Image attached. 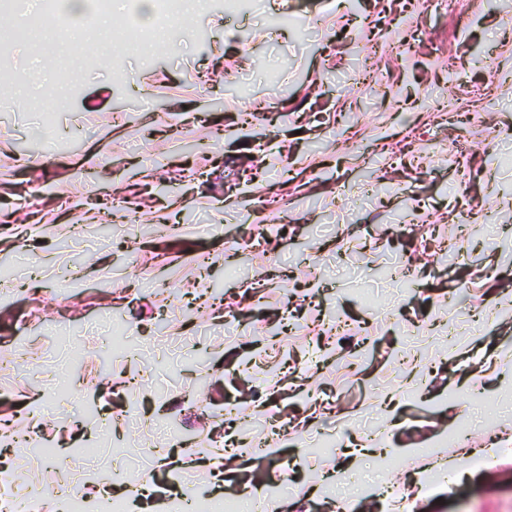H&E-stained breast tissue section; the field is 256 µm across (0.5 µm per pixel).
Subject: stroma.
<instances>
[{
    "label": "stroma",
    "instance_id": "1",
    "mask_svg": "<svg viewBox=\"0 0 512 512\" xmlns=\"http://www.w3.org/2000/svg\"><path fill=\"white\" fill-rule=\"evenodd\" d=\"M120 24L144 27L140 0ZM169 39L149 55L120 24L62 11L59 51L40 37L0 47V278L18 256L35 268L0 292V431L16 422L56 445L75 475L160 470L132 512H167L185 487L213 486L196 448L159 446L157 418L224 445V402L288 419L273 453L224 463V490L274 485L297 471L282 512H331L354 473L356 512H387L383 488L424 471L426 448L464 460L495 432L484 470H461L420 512H512V0H153ZM380 75L363 79L365 68ZM133 201L151 233L112 218ZM287 222H280V215ZM83 225L74 239L71 225ZM270 225L264 244L252 228ZM479 224L499 228L495 238ZM243 247L224 276V244ZM136 329L123 349L98 332L102 312ZM232 311L252 331H224ZM351 317L342 337L319 315ZM280 366L278 387L259 370ZM394 415L383 403L400 386ZM194 394L196 406L180 402ZM138 417L97 431L83 406L131 395ZM367 454L323 447L348 429ZM469 440L447 448L457 422ZM0 492L54 469L14 445ZM380 493L368 496L364 487Z\"/></svg>",
    "mask_w": 512,
    "mask_h": 512
}]
</instances>
